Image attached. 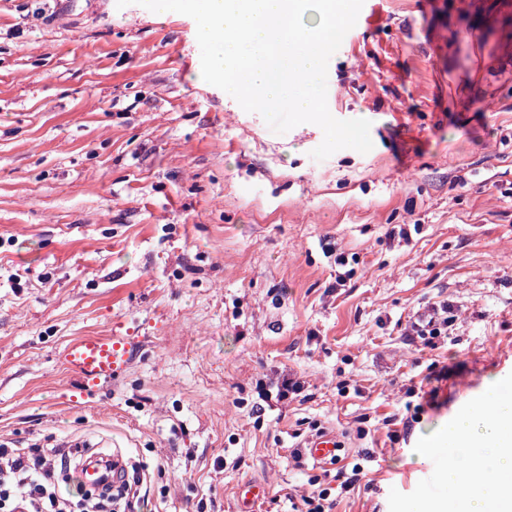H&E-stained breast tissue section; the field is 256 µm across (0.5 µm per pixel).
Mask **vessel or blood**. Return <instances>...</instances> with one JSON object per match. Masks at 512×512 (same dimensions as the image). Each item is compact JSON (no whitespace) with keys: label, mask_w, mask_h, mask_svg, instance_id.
I'll return each mask as SVG.
<instances>
[{"label":"vessel or blood","mask_w":512,"mask_h":512,"mask_svg":"<svg viewBox=\"0 0 512 512\" xmlns=\"http://www.w3.org/2000/svg\"><path fill=\"white\" fill-rule=\"evenodd\" d=\"M63 357L76 375L78 382L88 390L111 384L126 369L129 345L120 336H95L77 339L63 351ZM341 447L335 434L320 432L307 441V455L316 462L337 459ZM124 468L120 452L100 455L97 466H79L76 483L82 490L91 486H107Z\"/></svg>","instance_id":"1"}]
</instances>
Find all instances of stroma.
Masks as SVG:
<instances>
[{"label":"stroma","mask_w":512,"mask_h":512,"mask_svg":"<svg viewBox=\"0 0 512 512\" xmlns=\"http://www.w3.org/2000/svg\"><path fill=\"white\" fill-rule=\"evenodd\" d=\"M195 32L0 0V444L120 450L133 512H291L330 430L364 469L336 512H389L433 472L419 438L512 373V0H364L327 105L373 147L322 161L320 127L203 80ZM438 300L428 344L409 320ZM111 334L129 365L85 392L62 352ZM431 311L433 312V316L424 325L417 322H413L411 324V331H413V336L416 334V336L426 340L427 336L430 337L449 335L448 328L452 326V323L455 321V319H453L452 316H448V302L443 301L439 302V304L433 303L431 305ZM440 312H442V314H440Z\"/></svg>","instance_id":"stroma-1"}]
</instances>
